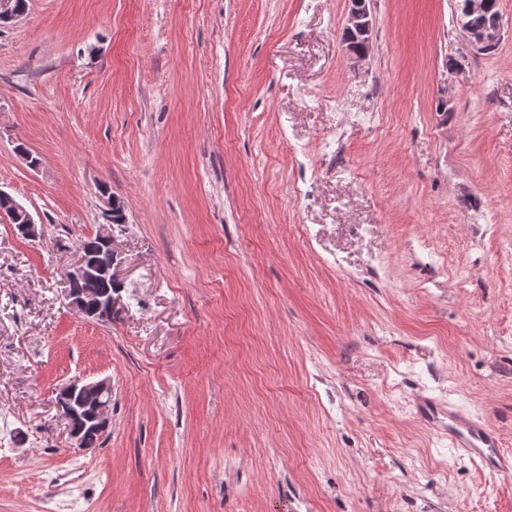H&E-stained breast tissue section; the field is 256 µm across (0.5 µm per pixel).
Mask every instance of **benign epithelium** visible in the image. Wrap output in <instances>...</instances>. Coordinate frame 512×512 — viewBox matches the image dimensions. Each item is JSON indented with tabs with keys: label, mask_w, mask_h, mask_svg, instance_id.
Listing matches in <instances>:
<instances>
[{
	"label": "benign epithelium",
	"mask_w": 512,
	"mask_h": 512,
	"mask_svg": "<svg viewBox=\"0 0 512 512\" xmlns=\"http://www.w3.org/2000/svg\"><path fill=\"white\" fill-rule=\"evenodd\" d=\"M460 25L466 36L467 46L476 51L483 50L487 44L498 41L502 36L501 28L496 26L477 28L463 19L460 20ZM347 26L361 30L370 29L368 0H354V5L349 10ZM98 197L102 203V214L107 220V223L100 226V239L117 256L119 251L115 246L112 224L108 223L115 200L103 193L98 194ZM11 217L23 221V225L19 226L22 235L31 239L40 237L37 222L32 213L15 199L12 200ZM66 278L82 285L79 299L70 301V305L79 316L102 321L112 314V289L106 287V284L113 280L112 268L99 269L83 255L67 272ZM79 385L80 382L75 381L64 386L60 389L59 396L60 399L68 402L66 419L69 421L67 434L70 449L86 452L88 451V448L85 447L87 432L94 430L101 434L106 433L112 423V410L110 403L107 402L97 407L92 414H86L79 402L76 401Z\"/></svg>",
	"instance_id": "1"
}]
</instances>
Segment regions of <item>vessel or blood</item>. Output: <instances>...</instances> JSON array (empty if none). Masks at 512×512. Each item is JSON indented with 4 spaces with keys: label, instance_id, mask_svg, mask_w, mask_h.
<instances>
[{
    "label": "vessel or blood",
    "instance_id": "obj_1",
    "mask_svg": "<svg viewBox=\"0 0 512 512\" xmlns=\"http://www.w3.org/2000/svg\"><path fill=\"white\" fill-rule=\"evenodd\" d=\"M417 406L431 426L447 435L460 456L479 464L492 475L512 476V454L502 450L499 433L487 420L454 408H441L426 397L419 398Z\"/></svg>",
    "mask_w": 512,
    "mask_h": 512
}]
</instances>
